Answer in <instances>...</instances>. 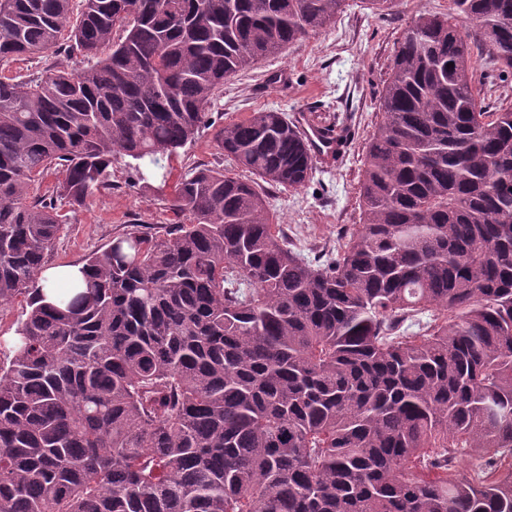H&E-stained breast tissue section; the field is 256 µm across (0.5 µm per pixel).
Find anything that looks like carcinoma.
Listing matches in <instances>:
<instances>
[{"mask_svg": "<svg viewBox=\"0 0 512 512\" xmlns=\"http://www.w3.org/2000/svg\"><path fill=\"white\" fill-rule=\"evenodd\" d=\"M344 2L0 0V62L84 60L0 77V307L25 302L0 512H512V102L486 103L472 64L476 45L512 73V0L412 16L332 251L294 248L269 209L266 186L315 169L298 126L209 112ZM206 127L244 175L183 177L177 223L132 224L44 303L58 202L84 207L126 157L165 193L163 160ZM79 58L75 55L66 53H35L31 54L25 61L22 62H4L0 64V75L17 76L19 79H28L36 77L44 70L68 66L73 67L77 65Z\"/></svg>", "mask_w": 512, "mask_h": 512, "instance_id": "obj_1", "label": "carcinoma"}]
</instances>
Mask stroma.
<instances>
[{
  "mask_svg": "<svg viewBox=\"0 0 512 512\" xmlns=\"http://www.w3.org/2000/svg\"><path fill=\"white\" fill-rule=\"evenodd\" d=\"M422 4L444 13L449 0H395L385 13L371 9L366 0H345L334 26L306 35L282 54L228 78L213 100L212 112L227 123L274 109L287 113L290 120L302 115L310 123L347 134L342 156L330 166L317 164L305 187L268 192L274 220L285 231L298 224L307 226V236L296 241L298 247L332 245L359 222V174L369 136L381 119L379 94L405 25ZM77 63L76 56L63 52L35 53L22 62L0 64V75L28 79L52 67ZM203 164L234 168L218 153L206 130L165 167L175 182ZM134 176L127 162L113 165V189L96 194L71 214L56 240L52 263L79 262L104 250L129 224L171 222L172 212L148 182L129 187Z\"/></svg>",
  "mask_w": 512,
  "mask_h": 512,
  "instance_id": "obj_1",
  "label": "stroma"
}]
</instances>
